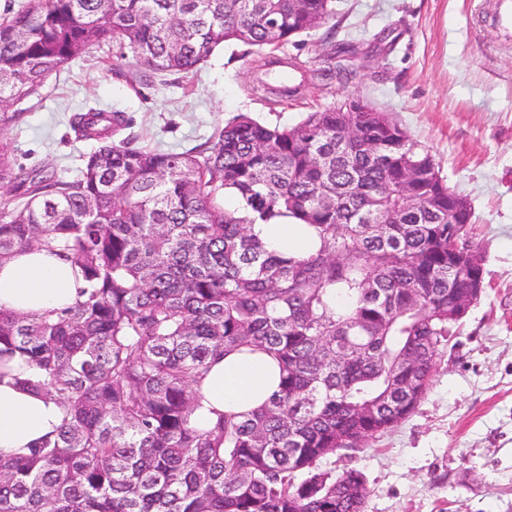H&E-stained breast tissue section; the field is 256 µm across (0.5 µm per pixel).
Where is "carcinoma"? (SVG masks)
Instances as JSON below:
<instances>
[{
  "mask_svg": "<svg viewBox=\"0 0 512 512\" xmlns=\"http://www.w3.org/2000/svg\"><path fill=\"white\" fill-rule=\"evenodd\" d=\"M333 0H26L0 15V126L9 108L101 43L187 75L226 42L263 56L325 24ZM94 143L79 174L15 161L0 140V260L46 248L81 300L41 318L0 310V363L64 412L54 438L0 458V512H363L360 471L318 463L407 419L461 318L472 226L432 155L386 112H310L288 128L248 113L202 146H133L121 112L69 123ZM291 220L319 247L266 249ZM262 351L280 385L247 415L193 414L209 360ZM252 231L269 250L285 256L298 257L319 245L318 240L303 224H292L290 221L281 224H255Z\"/></svg>",
  "mask_w": 512,
  "mask_h": 512,
  "instance_id": "obj_1",
  "label": "carcinoma"
}]
</instances>
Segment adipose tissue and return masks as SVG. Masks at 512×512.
Masks as SVG:
<instances>
[{
    "instance_id": "obj_1",
    "label": "adipose tissue",
    "mask_w": 512,
    "mask_h": 512,
    "mask_svg": "<svg viewBox=\"0 0 512 512\" xmlns=\"http://www.w3.org/2000/svg\"><path fill=\"white\" fill-rule=\"evenodd\" d=\"M253 233L268 249L298 257L317 248L303 225L292 222L257 224ZM82 285L74 267L46 250L14 253L0 260V309L31 318L72 305ZM279 367L262 353H231L210 366L198 385L199 428H209L215 412H249L277 390ZM62 411L45 396L18 386L12 376L0 377V456H21L54 435Z\"/></svg>"
}]
</instances>
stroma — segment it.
I'll return each mask as SVG.
<instances>
[{
  "mask_svg": "<svg viewBox=\"0 0 512 512\" xmlns=\"http://www.w3.org/2000/svg\"><path fill=\"white\" fill-rule=\"evenodd\" d=\"M491 0H334L336 38L364 53L348 83L307 85L275 102L256 91L259 58L228 44L186 76L134 84L104 66L94 47L51 75L39 96L19 103L20 122L0 127L18 162L76 175L93 145L75 140L70 116L97 107L124 113L134 145L182 152L247 112L292 127L306 112L345 96L391 113L434 156L451 190L474 211V245L487 284L458 335L438 356L413 414L355 450L323 459L341 475L355 468L368 489L364 512H512V39L485 21ZM325 28L276 55L331 67Z\"/></svg>",
  "mask_w": 512,
  "mask_h": 512,
  "instance_id": "1",
  "label": "stroma"
}]
</instances>
